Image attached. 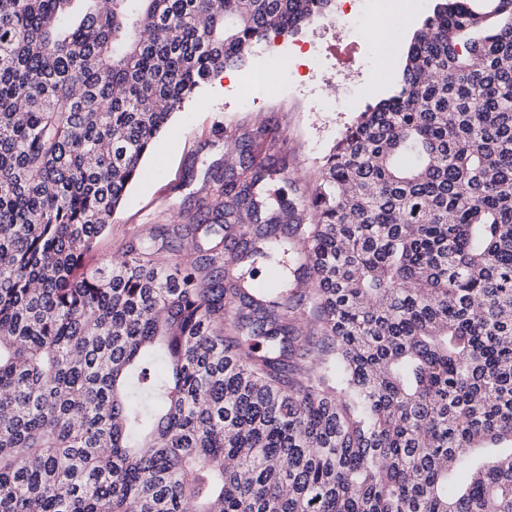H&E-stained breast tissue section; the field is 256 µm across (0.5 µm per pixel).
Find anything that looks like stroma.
I'll list each match as a JSON object with an SVG mask.
<instances>
[{
	"label": "stroma",
	"mask_w": 512,
	"mask_h": 512,
	"mask_svg": "<svg viewBox=\"0 0 512 512\" xmlns=\"http://www.w3.org/2000/svg\"><path fill=\"white\" fill-rule=\"evenodd\" d=\"M433 6L434 0H378L375 15L359 27L349 20L359 0H334L331 13L302 33L263 43L237 68L236 80L210 81L144 158L143 177L130 185L88 263L119 255L172 223L178 209L205 193L208 166L231 153L284 169L287 197L309 195L324 156L357 113L393 89L409 39ZM377 24L395 32L382 53L368 33ZM265 68L273 71L268 85L250 86L252 72ZM332 87L338 96L326 97ZM243 126L264 129L245 149L235 140Z\"/></svg>",
	"instance_id": "obj_1"
}]
</instances>
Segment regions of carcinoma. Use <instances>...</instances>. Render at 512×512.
<instances>
[{
  "label": "carcinoma",
  "mask_w": 512,
  "mask_h": 512,
  "mask_svg": "<svg viewBox=\"0 0 512 512\" xmlns=\"http://www.w3.org/2000/svg\"><path fill=\"white\" fill-rule=\"evenodd\" d=\"M331 3L0 0V512H512V0H436L308 198L212 164L85 269L172 116Z\"/></svg>",
  "instance_id": "cac0c4a2"
}]
</instances>
